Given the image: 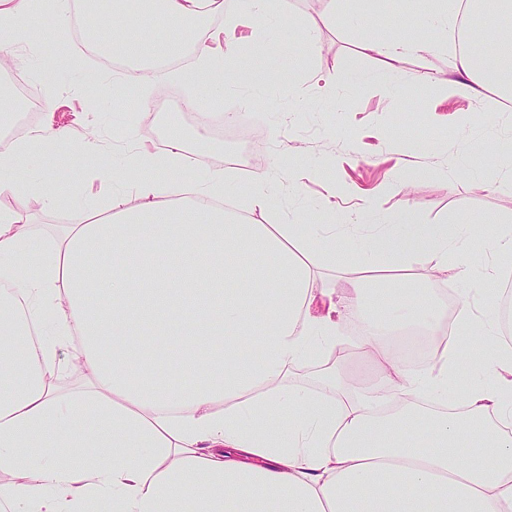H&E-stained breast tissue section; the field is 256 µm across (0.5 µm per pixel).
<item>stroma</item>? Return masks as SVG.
I'll return each instance as SVG.
<instances>
[{
    "label": "stroma",
    "mask_w": 512,
    "mask_h": 512,
    "mask_svg": "<svg viewBox=\"0 0 512 512\" xmlns=\"http://www.w3.org/2000/svg\"><path fill=\"white\" fill-rule=\"evenodd\" d=\"M426 6L427 0H284L287 14L318 28L319 48L312 59L303 53L282 59L263 96L249 106L242 98L256 77L248 70L241 74L237 88L215 99L192 97L177 82L159 75L146 97L167 101L168 106L149 112L144 105L114 95L115 74L106 56L83 38H70L69 54L98 69L100 82L93 91L85 90L73 71L59 64L57 40L39 48L41 63L55 79L51 87L34 74L27 48L13 46L9 50L13 68L40 103L34 126L49 122L67 126L76 137L94 128L104 144L103 152L93 155L80 153L75 141L53 147L37 160L36 167L62 186L85 183L90 220L104 219L108 188L93 179L92 173L106 152L126 149L121 119L129 113L140 142L153 147L163 145L169 127L181 128L191 156L179 172L183 180L195 179L202 165L222 158H247L256 169L273 166L280 187L278 209L252 212L254 223L274 224L278 211L307 205L317 208L327 201L340 215L353 216L374 205L386 210L411 209L425 224L468 218L479 224L474 254L478 263H485L482 243L498 227L482 223L481 218L512 214V186L498 182L486 191H474L470 180L458 173V161L472 142L512 138V111L487 110V103L497 98L492 89L482 101H444L433 93L432 79L447 75L448 57L459 46L456 34H449L447 45L435 53L397 60L362 49L372 36L406 35ZM369 12L376 14V26L358 21V14ZM327 13L335 14L334 26H323L322 17ZM360 70H393L400 79L391 86H359L354 75ZM224 107L249 114L255 132L252 143L214 134L204 142L195 139L204 116ZM409 134L430 142L431 150L404 157L392 154L389 139ZM326 161L332 165L328 177L317 176V169ZM396 167L404 168L409 176L407 192L388 187L389 174ZM340 183L351 185V192L335 194L334 187ZM0 205L21 212L30 233L38 238L55 235L75 217L71 206L46 212L29 196L0 195Z\"/></svg>",
    "instance_id": "1"
}]
</instances>
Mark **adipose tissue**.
I'll return each instance as SVG.
<instances>
[{"mask_svg":"<svg viewBox=\"0 0 512 512\" xmlns=\"http://www.w3.org/2000/svg\"><path fill=\"white\" fill-rule=\"evenodd\" d=\"M75 0H0V45L39 46L68 28ZM98 47L128 58L190 51L171 77L197 95L223 93L240 61L230 49L241 17L271 28L286 16L274 0H84ZM483 16L448 60L443 92L512 101V0H467ZM37 16L49 27H32ZM181 24L179 39L155 34L157 18ZM223 26L228 51L213 45ZM48 124L0 151V194L31 195L43 210L86 198L59 190L18 163L66 141ZM122 165L94 173L111 186L116 211L76 219L37 241L22 217L0 207V499L11 512H512V348L499 332L496 265L512 257V222L485 244L493 259L474 277L472 224L418 223L409 209L368 207L340 249L312 252L335 235L323 213L256 224L223 208V165L178 178L183 136L163 148L136 141ZM135 169L128 182L122 170ZM135 206L122 207L126 196ZM423 257L465 288L455 309L439 292L392 291L395 272ZM362 266L335 290V264ZM365 332L358 351L376 365L352 392L322 399L291 389L289 374L321 360L341 338V319ZM422 328L430 360L410 365L393 348L398 332ZM111 343L112 357L101 349ZM89 385L61 390V347ZM483 357L478 378L459 375L461 351ZM93 428H86L85 420ZM74 448L103 464H74Z\"/></svg>","mask_w":512,"mask_h":512,"instance_id":"obj_1","label":"adipose tissue"}]
</instances>
